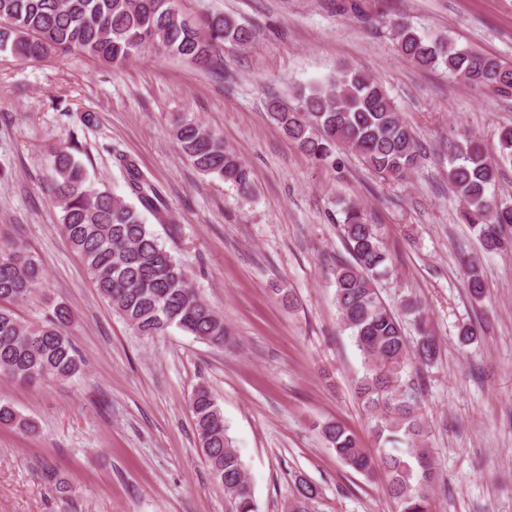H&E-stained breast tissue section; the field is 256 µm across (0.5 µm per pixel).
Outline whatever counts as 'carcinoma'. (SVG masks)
I'll return each instance as SVG.
<instances>
[{
	"mask_svg": "<svg viewBox=\"0 0 512 512\" xmlns=\"http://www.w3.org/2000/svg\"><path fill=\"white\" fill-rule=\"evenodd\" d=\"M398 52L421 69L444 68L454 79L512 99V64L460 48L444 35L417 30L403 19L390 21ZM255 28L224 14L201 19L185 14L179 0H0V52L20 60H40L73 51L122 65L145 49L180 58L216 75L224 73V44L247 47ZM269 118L313 162L336 167V151L354 154L373 171L401 179L418 168L421 147L384 84L352 66L330 77L297 85L269 100ZM181 152L203 175L252 193L248 167L224 146L221 135L191 119L172 129ZM448 182L463 204L461 220L477 232L487 252L512 248V205L494 189L504 166L512 165V126L498 133L491 158L471 134L456 139L448 152ZM135 201L91 184L82 162L67 148L53 155L46 189L61 210V230L83 263L99 295L113 312L143 336L176 327L198 340L222 347L229 332L224 318L191 288L186 270L146 223L145 214L167 213L160 189L130 159L120 160ZM340 227L352 257L332 271L335 302L343 330L349 331L362 363L355 392L379 443L371 456L341 422H327L321 434L342 463L365 476L379 477L397 512H435L430 494L439 474L427 445L421 399L403 381L410 363H433L439 344L420 306L407 300L419 335L405 336L402 322L382 302L376 280L387 272L388 247L377 224L368 223L356 202L345 204ZM38 258L20 241L0 246V374L18 385L66 379L82 371L83 360L63 333L71 313L60 303L44 324L31 327L11 306L39 287ZM465 287L484 296L478 269L470 265ZM189 406L206 464L233 505V512H256L257 503L242 460L209 388L192 393ZM0 426L27 434L37 426L12 405L0 402ZM402 447H397V444ZM317 486L298 480L288 512H313Z\"/></svg>",
	"mask_w": 512,
	"mask_h": 512,
	"instance_id": "cac0c4a2",
	"label": "carcinoma"
}]
</instances>
